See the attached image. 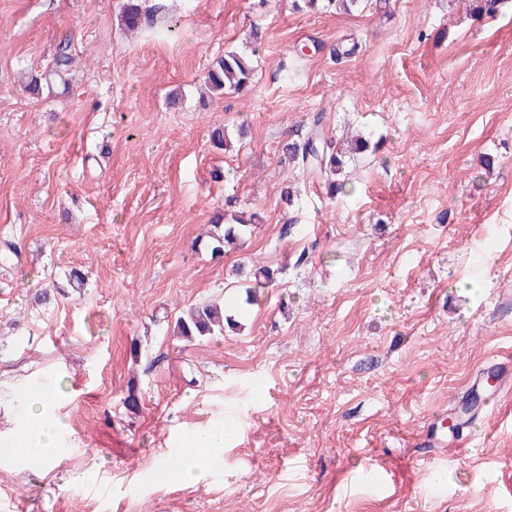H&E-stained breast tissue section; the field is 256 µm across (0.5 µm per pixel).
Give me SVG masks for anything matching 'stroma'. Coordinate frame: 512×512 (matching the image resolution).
<instances>
[{"instance_id": "1", "label": "stroma", "mask_w": 512, "mask_h": 512, "mask_svg": "<svg viewBox=\"0 0 512 512\" xmlns=\"http://www.w3.org/2000/svg\"><path fill=\"white\" fill-rule=\"evenodd\" d=\"M124 2L0 0V512H512V395L438 468L418 443L512 353V0H147L134 34ZM63 42L68 89L28 90ZM230 49L253 81L211 95ZM315 112L373 145L352 195L283 159ZM229 197L259 223L215 258L199 236ZM240 262L279 276L242 331L182 346L180 311L243 297ZM31 385L60 392L48 470L10 453ZM220 425L200 481L158 470Z\"/></svg>"}]
</instances>
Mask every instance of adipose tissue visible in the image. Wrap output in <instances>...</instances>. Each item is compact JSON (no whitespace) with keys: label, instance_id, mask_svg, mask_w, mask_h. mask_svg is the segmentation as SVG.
<instances>
[{"label":"adipose tissue","instance_id":"ef3b65f1","mask_svg":"<svg viewBox=\"0 0 512 512\" xmlns=\"http://www.w3.org/2000/svg\"><path fill=\"white\" fill-rule=\"evenodd\" d=\"M54 400V394L46 393L32 399L30 403L26 416L25 443L19 455L24 465L38 468L48 466L56 457L55 448L62 424L45 416L46 408ZM226 440V430L222 427L194 432L186 448L180 451L181 462L173 470L174 477L187 483L198 482L211 464L222 459Z\"/></svg>","mask_w":512,"mask_h":512}]
</instances>
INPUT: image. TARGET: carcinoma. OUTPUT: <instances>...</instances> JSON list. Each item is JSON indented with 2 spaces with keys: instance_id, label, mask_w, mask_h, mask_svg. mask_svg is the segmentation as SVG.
<instances>
[{
  "instance_id": "1",
  "label": "carcinoma",
  "mask_w": 512,
  "mask_h": 512,
  "mask_svg": "<svg viewBox=\"0 0 512 512\" xmlns=\"http://www.w3.org/2000/svg\"><path fill=\"white\" fill-rule=\"evenodd\" d=\"M142 9L136 0H129L121 13L122 23L130 30L141 28ZM71 58L66 48L58 54L37 75L31 77L29 86L38 89L42 86L52 90L58 85H67V68ZM254 66L249 56L236 50L224 52L208 70L206 81L213 92H239L245 90L252 80ZM286 160L300 166L303 172L319 180L327 190L328 198L334 199L346 193L347 183L342 179L343 160L337 150L334 139L325 136L322 116L316 115L310 122L307 137L301 141L287 142L282 147ZM251 221L237 212L224 211V223L214 225L208 232L209 248L215 257H221L227 248L237 245L250 231ZM237 277L244 281L246 303H257L260 289L270 286L274 281L270 270L258 269L250 272L240 265L236 269ZM239 322L226 308L218 303L201 302L183 311L175 323L174 335L182 341L192 343L202 336L222 334L224 328L238 329Z\"/></svg>"
}]
</instances>
